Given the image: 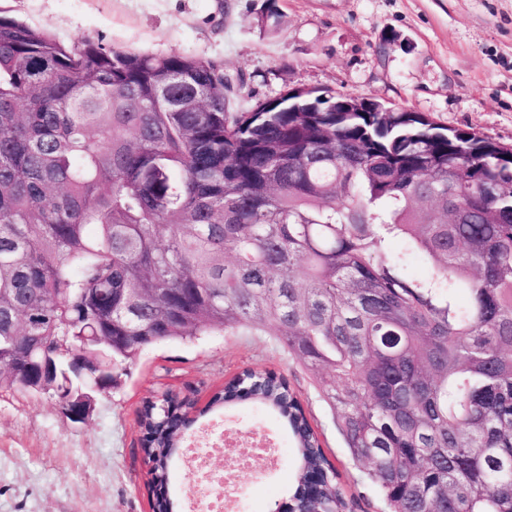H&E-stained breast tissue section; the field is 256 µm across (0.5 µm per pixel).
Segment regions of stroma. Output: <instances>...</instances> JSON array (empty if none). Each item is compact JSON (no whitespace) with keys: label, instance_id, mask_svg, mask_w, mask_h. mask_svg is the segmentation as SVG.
I'll use <instances>...</instances> for the list:
<instances>
[{"label":"stroma","instance_id":"1","mask_svg":"<svg viewBox=\"0 0 512 512\" xmlns=\"http://www.w3.org/2000/svg\"><path fill=\"white\" fill-rule=\"evenodd\" d=\"M266 7V0H0V11L68 44L90 39L222 60L226 73L246 80L236 100L245 108L294 87L328 88L512 146V0H279L283 18L273 32L258 23ZM247 367L287 378L355 512H386L310 375L273 337L247 331L145 348L79 423L56 397L0 388V512H152L143 401L170 388L201 408ZM218 422L239 435L244 453L275 439L277 464L253 459L239 478L241 512H274L292 492L291 438L248 402L209 414L192 432Z\"/></svg>","mask_w":512,"mask_h":512}]
</instances>
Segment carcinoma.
<instances>
[{
    "instance_id": "1",
    "label": "carcinoma",
    "mask_w": 512,
    "mask_h": 512,
    "mask_svg": "<svg viewBox=\"0 0 512 512\" xmlns=\"http://www.w3.org/2000/svg\"><path fill=\"white\" fill-rule=\"evenodd\" d=\"M282 14L270 0L261 26ZM224 62L0 16V353L44 337L49 390L211 332L274 337L319 385L387 512H512V149L420 112H333L327 89L235 109ZM423 255L425 279L406 271ZM469 297L456 301L459 291ZM251 400L295 442L292 497L347 508L288 381L246 369L209 406ZM194 403H143L154 512Z\"/></svg>"
}]
</instances>
